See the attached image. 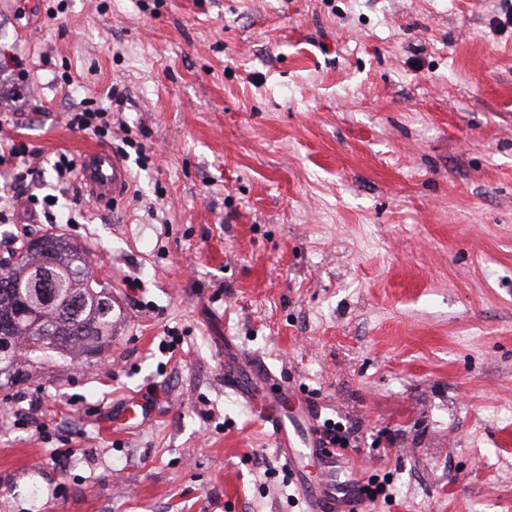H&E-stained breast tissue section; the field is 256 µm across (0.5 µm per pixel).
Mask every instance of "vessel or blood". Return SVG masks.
I'll list each match as a JSON object with an SVG mask.
<instances>
[{
	"label": "vessel or blood",
	"instance_id": "obj_1",
	"mask_svg": "<svg viewBox=\"0 0 512 512\" xmlns=\"http://www.w3.org/2000/svg\"><path fill=\"white\" fill-rule=\"evenodd\" d=\"M77 180L98 202L122 197L128 171L120 157L106 148L86 150L79 161ZM225 379L252 412L272 428L275 445L294 477L306 512H366L367 500L359 480L340 482L336 469L341 457L325 445L318 409L285 377L275 375L260 361L237 356L224 363ZM154 406L138 395H128L112 412L126 428L146 425Z\"/></svg>",
	"mask_w": 512,
	"mask_h": 512
}]
</instances>
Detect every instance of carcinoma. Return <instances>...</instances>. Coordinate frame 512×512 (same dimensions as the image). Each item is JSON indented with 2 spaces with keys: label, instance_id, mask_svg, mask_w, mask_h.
Masks as SVG:
<instances>
[{
  "label": "carcinoma",
  "instance_id": "carcinoma-1",
  "mask_svg": "<svg viewBox=\"0 0 512 512\" xmlns=\"http://www.w3.org/2000/svg\"><path fill=\"white\" fill-rule=\"evenodd\" d=\"M26 250V258L21 263L14 265L10 259L0 262V281L7 279L15 284L13 288L0 287V339H5L15 349L19 339H26L32 359L49 352L66 353L73 348L87 350L103 337L112 335V296L101 284L90 279L86 253L49 235L31 240ZM44 257L56 259L62 301L78 302L77 311L64 314L38 307V292L28 287L27 267ZM33 311L39 318L47 319L54 331L49 341L41 346L33 344L36 335Z\"/></svg>",
  "mask_w": 512,
  "mask_h": 512
}]
</instances>
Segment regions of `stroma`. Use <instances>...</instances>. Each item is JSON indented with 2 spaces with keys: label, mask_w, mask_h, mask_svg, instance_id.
<instances>
[{
  "label": "stroma",
  "mask_w": 512,
  "mask_h": 512,
  "mask_svg": "<svg viewBox=\"0 0 512 512\" xmlns=\"http://www.w3.org/2000/svg\"><path fill=\"white\" fill-rule=\"evenodd\" d=\"M1 137L40 168L0 167V258L84 250L112 334L0 374V512H305L228 347L347 428L370 512H512V0H0ZM94 147L126 193L50 226ZM87 105L77 106L73 112H70L68 126L82 131L91 130L98 135L107 133L111 128L109 118L112 113L110 115L107 109L91 108ZM154 414L153 404L134 394L123 398L117 409L112 408V419L126 429L146 425Z\"/></svg>",
  "instance_id": "stroma-1"
}]
</instances>
